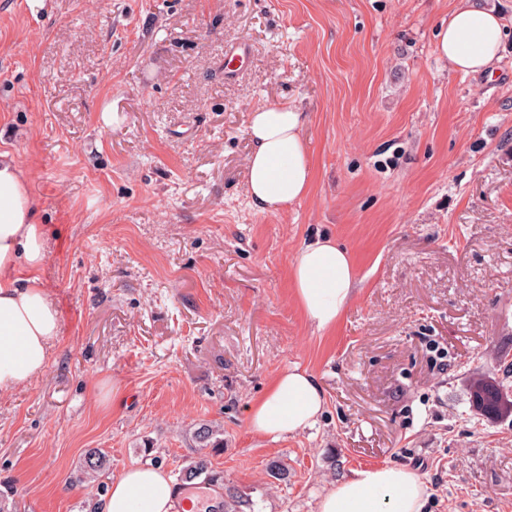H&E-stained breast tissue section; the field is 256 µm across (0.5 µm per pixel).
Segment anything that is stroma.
I'll return each mask as SVG.
<instances>
[{
    "label": "stroma",
    "instance_id": "obj_1",
    "mask_svg": "<svg viewBox=\"0 0 512 512\" xmlns=\"http://www.w3.org/2000/svg\"><path fill=\"white\" fill-rule=\"evenodd\" d=\"M479 2L504 38L466 75L436 49L458 0H0V151L28 177L61 311L47 369L0 395L8 512H87L133 464L179 479L204 423L249 512H316L379 465L417 470L428 512H512V416L470 403L512 360V0ZM284 103L315 179L263 213L248 115ZM318 234L359 278L328 334L288 278ZM293 366L325 414L254 434L248 405ZM91 448L110 465L87 485Z\"/></svg>",
    "mask_w": 512,
    "mask_h": 512
}]
</instances>
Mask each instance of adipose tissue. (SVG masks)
<instances>
[{
	"mask_svg": "<svg viewBox=\"0 0 512 512\" xmlns=\"http://www.w3.org/2000/svg\"><path fill=\"white\" fill-rule=\"evenodd\" d=\"M502 37L498 14L460 0L437 50L452 68L481 73L494 66ZM304 123V114L286 104L250 112L247 194L254 209L276 213L307 195L313 168ZM47 255V232L37 220L28 178L12 153L0 152V394L40 376L59 336L61 313L40 277ZM290 277L299 308L320 332L335 328L358 287L350 252L328 238L294 252ZM325 409L317 377L294 367L279 373L249 404L247 425L277 438L313 426ZM428 498L424 481L411 468L373 466L339 479L321 497L317 512H425ZM176 507L171 477L154 465H134L112 482L102 512H175Z\"/></svg>",
	"mask_w": 512,
	"mask_h": 512,
	"instance_id": "obj_1",
	"label": "adipose tissue"
}]
</instances>
